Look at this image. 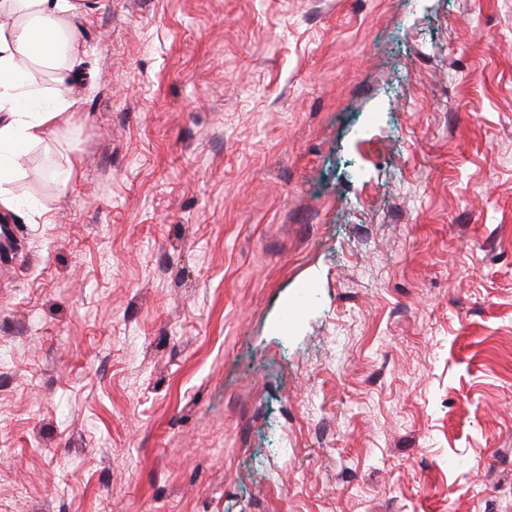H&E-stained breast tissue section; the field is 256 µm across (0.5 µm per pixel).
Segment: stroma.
<instances>
[{"label": "stroma", "mask_w": 512, "mask_h": 512, "mask_svg": "<svg viewBox=\"0 0 512 512\" xmlns=\"http://www.w3.org/2000/svg\"><path fill=\"white\" fill-rule=\"evenodd\" d=\"M76 2L0 512H512V0Z\"/></svg>", "instance_id": "obj_1"}]
</instances>
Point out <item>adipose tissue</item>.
Instances as JSON below:
<instances>
[{"label":"adipose tissue","mask_w":512,"mask_h":512,"mask_svg":"<svg viewBox=\"0 0 512 512\" xmlns=\"http://www.w3.org/2000/svg\"><path fill=\"white\" fill-rule=\"evenodd\" d=\"M73 0H0V209L14 211L16 201L7 190L19 170L26 149L41 142L76 108L79 95L91 91L72 59L75 33L66 17L75 15ZM59 67L67 93L44 105L20 76L27 66Z\"/></svg>","instance_id":"1"}]
</instances>
